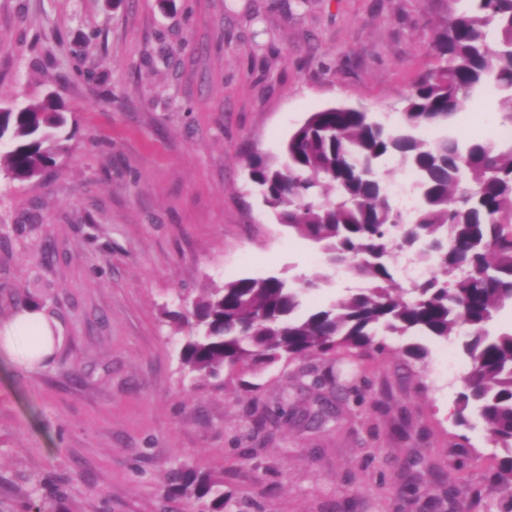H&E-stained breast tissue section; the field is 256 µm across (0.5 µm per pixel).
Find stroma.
Here are the masks:
<instances>
[{"mask_svg":"<svg viewBox=\"0 0 512 512\" xmlns=\"http://www.w3.org/2000/svg\"><path fill=\"white\" fill-rule=\"evenodd\" d=\"M449 0H0V104L56 91L75 134L42 178L0 171V324L62 326L25 369L0 358V512H201L171 468L224 482L251 512H499L502 453L456 425L463 371L345 350L281 362L256 390L191 381L168 317L249 276L309 277L316 245L247 175L309 113L394 117L435 65ZM476 94L459 138L505 125ZM321 382L336 417L293 418ZM273 412L256 432L252 416Z\"/></svg>","mask_w":512,"mask_h":512,"instance_id":"obj_1","label":"stroma"}]
</instances>
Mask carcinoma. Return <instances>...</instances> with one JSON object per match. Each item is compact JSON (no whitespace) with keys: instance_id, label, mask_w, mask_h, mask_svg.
I'll return each mask as SVG.
<instances>
[{"instance_id":"1","label":"carcinoma","mask_w":512,"mask_h":512,"mask_svg":"<svg viewBox=\"0 0 512 512\" xmlns=\"http://www.w3.org/2000/svg\"><path fill=\"white\" fill-rule=\"evenodd\" d=\"M436 27L438 66L405 97L395 123L339 105L311 113L281 149V160L249 158L251 181L264 192L279 223L319 245L326 270L292 285L280 276L240 277L184 300L171 318L191 328L179 360L192 379L226 373L245 380L264 365L303 360L337 348L387 349L384 337L420 334L448 340L466 329L469 371L457 420L482 427L490 448L512 453V330L491 333L498 311L512 306V143L501 150L484 138L466 143L449 127L471 92L491 86L512 121V0H451ZM426 128L443 130L434 139ZM52 94L0 112V168L19 182L56 164L72 139ZM394 159L416 175L420 196L404 217L390 195L381 163ZM433 264L436 272L403 283L400 259ZM343 268L369 287L302 309L304 289ZM334 417L328 397L295 412L320 428ZM172 496L207 500L203 512L231 510L232 496L214 491L208 476L170 472ZM500 512H512V459L499 475Z\"/></svg>"}]
</instances>
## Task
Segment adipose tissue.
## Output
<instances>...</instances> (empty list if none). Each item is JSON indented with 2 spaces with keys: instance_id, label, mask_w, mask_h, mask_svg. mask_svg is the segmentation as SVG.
I'll return each instance as SVG.
<instances>
[{
  "instance_id": "adipose-tissue-1",
  "label": "adipose tissue",
  "mask_w": 512,
  "mask_h": 512,
  "mask_svg": "<svg viewBox=\"0 0 512 512\" xmlns=\"http://www.w3.org/2000/svg\"><path fill=\"white\" fill-rule=\"evenodd\" d=\"M60 336L57 322L41 310L27 308L0 324V354L18 358L32 368L53 354Z\"/></svg>"
}]
</instances>
